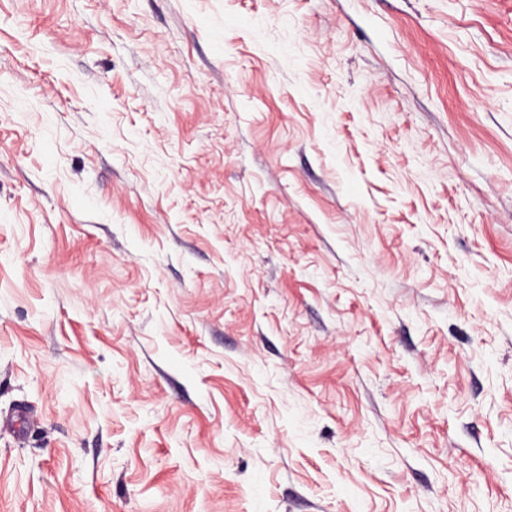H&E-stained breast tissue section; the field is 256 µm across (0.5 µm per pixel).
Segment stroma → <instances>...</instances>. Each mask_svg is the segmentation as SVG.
I'll list each match as a JSON object with an SVG mask.
<instances>
[{
    "label": "stroma",
    "instance_id": "obj_1",
    "mask_svg": "<svg viewBox=\"0 0 512 512\" xmlns=\"http://www.w3.org/2000/svg\"><path fill=\"white\" fill-rule=\"evenodd\" d=\"M0 512H512V0H0Z\"/></svg>",
    "mask_w": 512,
    "mask_h": 512
}]
</instances>
